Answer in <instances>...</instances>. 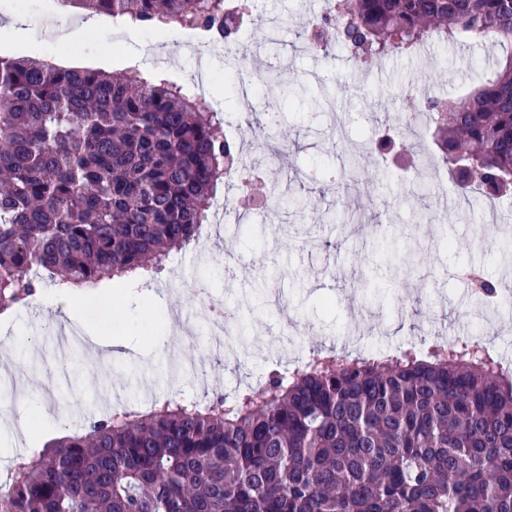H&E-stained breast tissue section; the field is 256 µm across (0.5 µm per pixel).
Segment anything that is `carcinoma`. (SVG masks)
Listing matches in <instances>:
<instances>
[{
	"mask_svg": "<svg viewBox=\"0 0 512 512\" xmlns=\"http://www.w3.org/2000/svg\"><path fill=\"white\" fill-rule=\"evenodd\" d=\"M223 45L247 3L61 0ZM351 59L434 37L508 47L491 78L429 104L460 188L512 197V0H335L318 22ZM369 149L350 169L359 183ZM238 161L205 100L131 71L0 59V310L49 281L97 286L199 239ZM0 512H512V373L478 344L396 358L328 350L206 406L114 412L0 475Z\"/></svg>",
	"mask_w": 512,
	"mask_h": 512,
	"instance_id": "obj_1",
	"label": "carcinoma"
}]
</instances>
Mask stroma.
Listing matches in <instances>:
<instances>
[{
  "mask_svg": "<svg viewBox=\"0 0 512 512\" xmlns=\"http://www.w3.org/2000/svg\"><path fill=\"white\" fill-rule=\"evenodd\" d=\"M320 0H260L257 10L275 22L276 40L250 22L241 35L245 54L223 51L204 57L214 74V98L224 125L247 129L257 105L225 94L224 78L236 63L271 70L299 86L303 95L285 101L282 123L288 131V170L346 166L364 138L396 129L408 106L404 89L428 76L431 93L454 98L491 76L501 54L492 40L443 43L435 40L411 54H390L370 65L355 63L340 46L328 54L299 52L302 31ZM47 31L37 34L21 20L16 0H0V58H54L59 67L100 72L141 69L149 79L195 87L189 73L201 58L191 31L178 35L173 50L146 40L144 28L113 21L111 30L69 36V14L60 0H43ZM333 70L329 91L346 121L335 142L320 138L330 123L319 92L318 72ZM245 164L265 175V190L275 206L267 219L229 228L208 224L196 247L173 254L170 291L157 282L113 280L107 308L79 307L84 326L101 336L126 333L128 346L99 374L93 349L69 354L72 383L68 401L82 399L96 415L125 404L147 409L168 399L207 401L231 396L247 384L284 370L287 353L326 351L355 336L353 354L367 348L405 349L446 316L455 336L494 335L493 353L512 369V230L500 231L483 219L481 191H448L431 179L403 182L405 161L388 149L370 171L368 196L325 182L309 195L306 213L283 203L282 173L268 169L263 153L248 149ZM282 224L286 233H272ZM504 287L493 313H486L466 281L469 270ZM206 280L214 301L236 309L244 342L225 356L209 333L207 311L190 293L191 282ZM56 292L45 285V303L0 315V341L16 343L12 373L34 389L33 405L44 404L43 367L27 355L29 346L50 348V328L68 322Z\"/></svg>",
  "mask_w": 512,
  "mask_h": 512,
  "instance_id": "stroma-1",
  "label": "stroma"
}]
</instances>
